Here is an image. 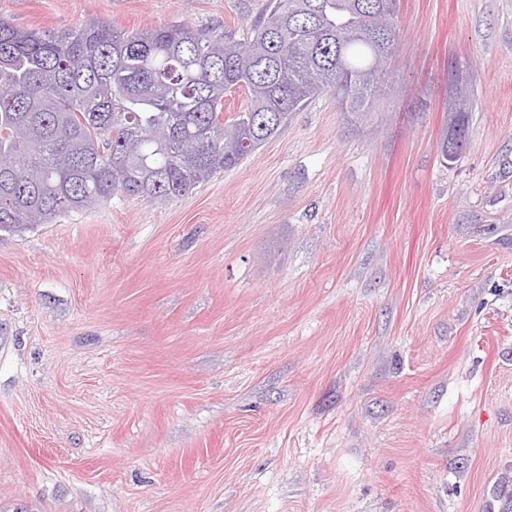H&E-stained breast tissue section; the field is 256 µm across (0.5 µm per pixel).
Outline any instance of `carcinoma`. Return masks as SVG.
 Wrapping results in <instances>:
<instances>
[{
  "mask_svg": "<svg viewBox=\"0 0 512 512\" xmlns=\"http://www.w3.org/2000/svg\"><path fill=\"white\" fill-rule=\"evenodd\" d=\"M398 0H269L242 43L187 22L25 29L0 14V229L49 224L114 194L167 201L237 167L308 100L368 110L396 52ZM249 105L230 123L224 95ZM470 91L453 75L454 126Z\"/></svg>",
  "mask_w": 512,
  "mask_h": 512,
  "instance_id": "carcinoma-1",
  "label": "carcinoma"
}]
</instances>
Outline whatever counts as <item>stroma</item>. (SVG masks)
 <instances>
[{
    "mask_svg": "<svg viewBox=\"0 0 512 512\" xmlns=\"http://www.w3.org/2000/svg\"><path fill=\"white\" fill-rule=\"evenodd\" d=\"M263 2L0 14L244 42ZM398 22L369 111L324 93L183 197L0 231V512H505L512 0H401ZM451 85L448 90V112L450 114V124L445 133V136L441 139L439 148L440 154L446 161L453 159L455 155L448 158V147L449 137L454 134V126L460 123L463 128V132L467 134V119L469 107H470V91L467 82L460 81L457 75H452L450 79Z\"/></svg>",
    "mask_w": 512,
    "mask_h": 512,
    "instance_id": "1",
    "label": "stroma"
}]
</instances>
